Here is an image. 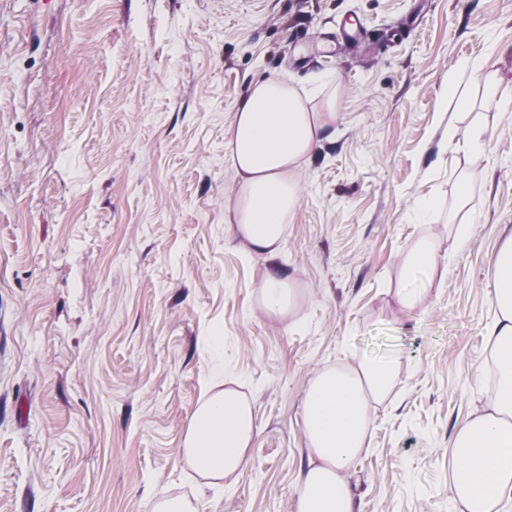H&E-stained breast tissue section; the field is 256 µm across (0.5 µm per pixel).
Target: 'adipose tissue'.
Masks as SVG:
<instances>
[{"mask_svg": "<svg viewBox=\"0 0 512 512\" xmlns=\"http://www.w3.org/2000/svg\"><path fill=\"white\" fill-rule=\"evenodd\" d=\"M335 122L334 102H327L322 112L310 109L305 96L275 75L251 85L240 98L224 152L239 185L228 222L247 253L277 263L288 221L299 204L296 172L312 159L315 146ZM438 262V247L430 238L421 239L402 259L403 306L419 302L425 279ZM490 298L497 318L486 336L496 357V395L491 412L464 423L454 444L452 490L466 512H498L502 503L512 502V237L499 250ZM294 299L289 276L275 270L266 274L261 290L266 313L285 315ZM395 382L392 361L367 356L313 379L304 421L308 462L296 512H355L348 472L367 445L373 402L384 399ZM254 433L251 404L227 387L194 410L184 449L199 472L226 479L244 467Z\"/></svg>", "mask_w": 512, "mask_h": 512, "instance_id": "adipose-tissue-1", "label": "adipose tissue"}]
</instances>
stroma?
Listing matches in <instances>:
<instances>
[{
  "instance_id": "1",
  "label": "stroma",
  "mask_w": 512,
  "mask_h": 512,
  "mask_svg": "<svg viewBox=\"0 0 512 512\" xmlns=\"http://www.w3.org/2000/svg\"><path fill=\"white\" fill-rule=\"evenodd\" d=\"M348 20L364 46L319 53ZM273 74L337 110L297 173L283 317L225 211L235 102ZM511 234L512 0H0V512H295L308 388L363 355L397 381L351 466L357 512H464L453 442L493 399L475 371ZM424 236L439 265L406 310ZM228 377L256 430L212 483L183 441ZM439 262L436 241L431 238L421 239L414 249L401 261L400 280L403 306L412 308L420 302L426 277L431 274Z\"/></svg>"
}]
</instances>
